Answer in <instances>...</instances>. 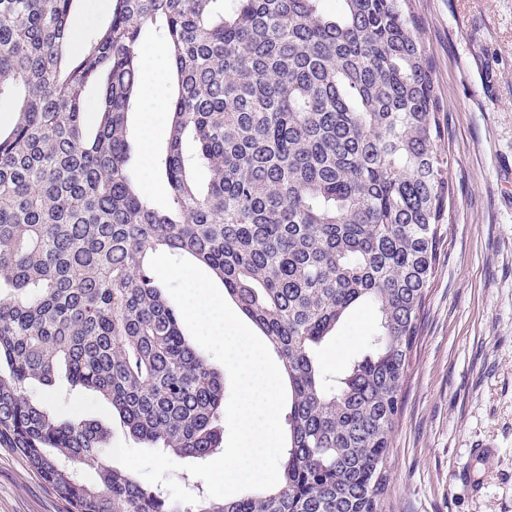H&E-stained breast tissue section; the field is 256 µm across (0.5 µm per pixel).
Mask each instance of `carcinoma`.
Segmentation results:
<instances>
[{
    "mask_svg": "<svg viewBox=\"0 0 512 512\" xmlns=\"http://www.w3.org/2000/svg\"><path fill=\"white\" fill-rule=\"evenodd\" d=\"M73 2L0 0V95L22 91L0 134V447L70 512H384L451 198L412 0H336L334 15L321 0H113L78 50ZM158 20L177 83L166 210L128 157L140 36ZM159 247L206 265L283 364L288 446L270 491L176 503L110 464L107 428L30 396L63 370L168 457L215 453L224 375L155 284ZM358 304L378 315L367 354L329 375L316 348Z\"/></svg>",
    "mask_w": 512,
    "mask_h": 512,
    "instance_id": "1",
    "label": "carcinoma"
}]
</instances>
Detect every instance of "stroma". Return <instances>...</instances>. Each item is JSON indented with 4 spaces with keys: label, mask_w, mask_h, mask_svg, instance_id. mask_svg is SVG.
I'll return each instance as SVG.
<instances>
[{
    "label": "stroma",
    "mask_w": 512,
    "mask_h": 512,
    "mask_svg": "<svg viewBox=\"0 0 512 512\" xmlns=\"http://www.w3.org/2000/svg\"><path fill=\"white\" fill-rule=\"evenodd\" d=\"M433 66L444 145L451 155L444 243L402 391L387 459L386 512H512V0H414ZM159 26L141 36L139 81L148 94L129 108L130 164L169 204L162 159L173 97ZM377 320L349 312L318 347L325 371L360 358ZM61 419L93 420L112 441L142 448L97 393L57 380L33 389ZM491 455L472 461L473 444ZM470 469L473 483L458 477ZM0 512H69L12 449L0 448Z\"/></svg>",
    "instance_id": "1"
}]
</instances>
